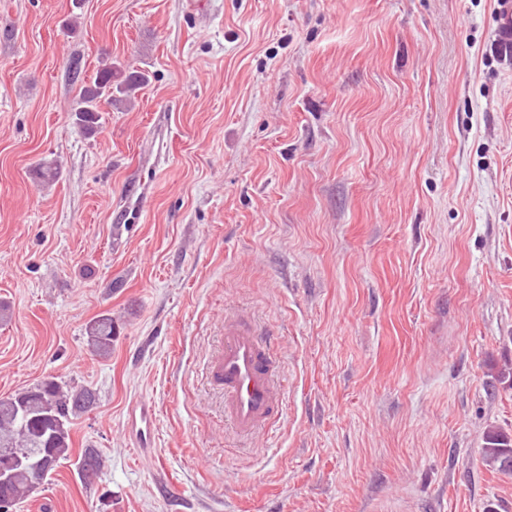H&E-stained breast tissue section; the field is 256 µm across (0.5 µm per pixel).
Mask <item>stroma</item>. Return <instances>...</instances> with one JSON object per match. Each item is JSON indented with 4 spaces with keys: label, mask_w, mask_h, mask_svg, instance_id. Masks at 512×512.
I'll return each mask as SVG.
<instances>
[{
    "label": "stroma",
    "mask_w": 512,
    "mask_h": 512,
    "mask_svg": "<svg viewBox=\"0 0 512 512\" xmlns=\"http://www.w3.org/2000/svg\"><path fill=\"white\" fill-rule=\"evenodd\" d=\"M499 39L497 0H0V398L96 397L16 512H512L482 461L512 433ZM105 53L146 82L88 136ZM232 310L287 384L269 436H235L206 379ZM88 344L92 351L101 358H107L112 353L114 326L111 314H101L86 325ZM154 422V409L145 401L133 402L128 411V424L131 434L138 442V448H151V431Z\"/></svg>",
    "instance_id": "obj_1"
}]
</instances>
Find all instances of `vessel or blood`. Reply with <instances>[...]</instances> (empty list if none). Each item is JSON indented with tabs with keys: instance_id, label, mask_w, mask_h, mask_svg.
I'll use <instances>...</instances> for the list:
<instances>
[{
	"instance_id": "obj_1",
	"label": "vessel or blood",
	"mask_w": 512,
	"mask_h": 512,
	"mask_svg": "<svg viewBox=\"0 0 512 512\" xmlns=\"http://www.w3.org/2000/svg\"><path fill=\"white\" fill-rule=\"evenodd\" d=\"M214 385L224 391V416L244 436L266 431L283 413L282 383L267 340L247 317L224 319L217 352L207 365ZM154 409L144 401L128 411L131 434L139 447H152Z\"/></svg>"
}]
</instances>
